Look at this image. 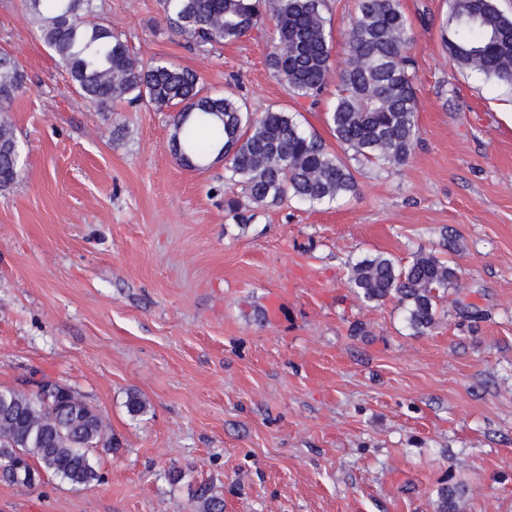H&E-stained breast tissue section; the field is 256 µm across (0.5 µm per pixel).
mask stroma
Wrapping results in <instances>:
<instances>
[{
  "label": "stroma",
  "mask_w": 512,
  "mask_h": 512,
  "mask_svg": "<svg viewBox=\"0 0 512 512\" xmlns=\"http://www.w3.org/2000/svg\"><path fill=\"white\" fill-rule=\"evenodd\" d=\"M95 6L140 60L192 69L251 112L287 109L338 151L323 107L268 68L266 28L200 47L159 0ZM328 6L336 74L355 0ZM402 8L420 128L407 164L358 166L356 197L287 199L242 228L223 164L172 154V109L95 112L24 0H0V50L26 76L9 108L21 173L0 188V389L72 386L119 443L85 487L0 479V512H197L204 485L224 512H433L450 477L469 487L464 512H512V85L449 64L448 0ZM446 245L460 278L427 334L348 283L359 257L404 265Z\"/></svg>",
  "instance_id": "obj_1"
}]
</instances>
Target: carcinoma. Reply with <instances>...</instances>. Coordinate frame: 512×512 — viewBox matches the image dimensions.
<instances>
[{"instance_id":"1","label":"carcinoma","mask_w":512,"mask_h":512,"mask_svg":"<svg viewBox=\"0 0 512 512\" xmlns=\"http://www.w3.org/2000/svg\"><path fill=\"white\" fill-rule=\"evenodd\" d=\"M29 20L83 97L97 110L116 102L175 107L171 150L182 165L207 168L224 161V180L242 195L225 200L235 223L255 218L252 205L287 198L331 204L357 194L350 162L397 168L420 139L412 42L401 0H357L346 32L347 67L339 75L326 117L344 156L307 134L285 109L259 115L232 92L210 94L197 72L163 59L142 63L112 27L100 22L94 0H27ZM175 34L200 46L231 44L272 20L267 66L295 99L319 103L330 76L333 37L327 0H160ZM449 62L496 82L512 83V17L496 0H449L440 25ZM15 58L0 51V187L20 174V152L6 104L23 88ZM459 267L432 252H416L407 265L383 253L350 263L349 283L366 302L394 299L408 328H434L440 301L457 285ZM132 416L147 412L140 394L128 395ZM112 450L101 412L76 389L52 380L36 389H0V476L30 487L43 475L72 485L101 479L96 454ZM468 487L448 482L436 489L435 512H462ZM199 512H224L208 489Z\"/></svg>"}]
</instances>
